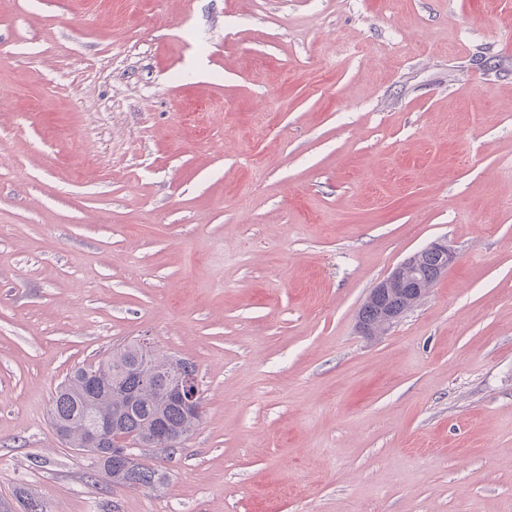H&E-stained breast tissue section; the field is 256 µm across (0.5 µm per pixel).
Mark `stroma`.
Here are the masks:
<instances>
[{"label": "stroma", "mask_w": 512, "mask_h": 512, "mask_svg": "<svg viewBox=\"0 0 512 512\" xmlns=\"http://www.w3.org/2000/svg\"><path fill=\"white\" fill-rule=\"evenodd\" d=\"M79 153L93 165L72 164ZM456 263L382 336L405 257ZM140 341L204 415L112 487L74 369ZM512 512V0H0V500ZM424 253L434 254H427L423 257L426 279L433 284L439 280V276H443L447 272L448 267L456 259L455 251L448 246V240L445 238L431 242L423 249L405 258L388 275L379 280L367 296L366 301L369 303L383 301V305L380 307L375 321L373 320L378 313V305L362 307L361 311L372 321H366L358 313L357 328L362 335L386 334L407 311L427 294L432 285L419 275V263ZM438 260L441 271H439Z\"/></svg>", "instance_id": "35a3bbf8"}]
</instances>
